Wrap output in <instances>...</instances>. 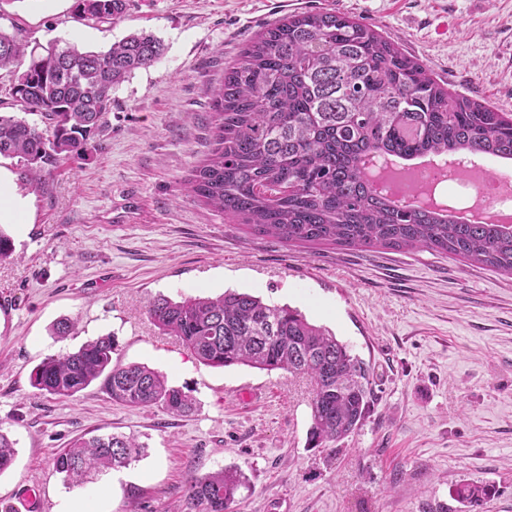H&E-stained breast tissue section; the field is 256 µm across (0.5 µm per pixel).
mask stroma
<instances>
[{
    "instance_id": "35a3bbf8",
    "label": "stroma",
    "mask_w": 512,
    "mask_h": 512,
    "mask_svg": "<svg viewBox=\"0 0 512 512\" xmlns=\"http://www.w3.org/2000/svg\"><path fill=\"white\" fill-rule=\"evenodd\" d=\"M72 0H0V29L105 51L136 31L165 50L112 93L86 159L24 187L27 224L0 260V431L15 443L0 507L38 484L45 512L97 498L108 512H181L188 479L242 471L238 512H463L456 491L494 485L483 512H512V277L428 250L367 252L254 236L183 182L213 147L215 88L266 26L344 12L393 41L450 92L512 116V0H130L112 23ZM246 292L287 304L371 368L361 426L308 443L309 383L282 371L199 363L145 312L160 297ZM69 319L66 338L54 325ZM115 334L113 361L147 365L195 399L174 416L130 408L92 384L60 399L31 385L46 357ZM124 434L146 453L118 479L64 485L75 438Z\"/></svg>"
}]
</instances>
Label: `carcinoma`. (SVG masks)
I'll return each mask as SVG.
<instances>
[{
	"instance_id": "1",
	"label": "carcinoma",
	"mask_w": 512,
	"mask_h": 512,
	"mask_svg": "<svg viewBox=\"0 0 512 512\" xmlns=\"http://www.w3.org/2000/svg\"><path fill=\"white\" fill-rule=\"evenodd\" d=\"M128 0H73L79 20L123 18ZM164 51L152 34L132 33L106 51L39 45L0 30V69L9 95L45 128L0 114V156L17 162L20 180L37 187L64 162L88 155L112 109V91ZM214 147L185 189L247 225L258 237L369 251L419 248L512 274V226L460 221L403 204L376 190L374 159L484 155L512 160V117L452 96L414 58L347 15L297 14L265 28L215 91ZM147 314L203 365L302 374L313 386L309 441L332 448L364 418L369 366L298 309L248 293L157 298ZM113 334L50 356L32 385L69 398L101 381L112 400L186 414L194 398L144 364L112 363ZM145 447L122 434L80 437L55 459L69 486L125 467ZM16 450L0 431V473ZM238 471L219 469L187 481L183 512H235ZM494 486L468 484L457 498L480 512Z\"/></svg>"
}]
</instances>
